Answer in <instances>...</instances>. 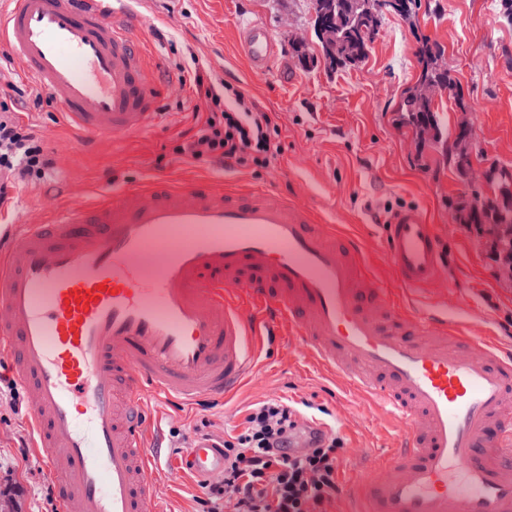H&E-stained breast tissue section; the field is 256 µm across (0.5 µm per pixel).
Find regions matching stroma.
<instances>
[{
  "label": "stroma",
  "mask_w": 512,
  "mask_h": 512,
  "mask_svg": "<svg viewBox=\"0 0 512 512\" xmlns=\"http://www.w3.org/2000/svg\"><path fill=\"white\" fill-rule=\"evenodd\" d=\"M138 10L141 40L162 89L157 115L119 138L75 133L51 95L41 105L28 103L34 85L22 78L20 61L0 48V72L12 76V97L25 100L26 123L36 126L56 159L43 180L16 189L8 210L16 223L46 221L73 201L90 203L105 190L156 177L207 179L218 191L267 187L359 236L377 281L394 288L381 221L388 211L417 207L436 226L444 270L415 301L456 309L474 334L492 329L512 336V283L496 278L480 238L450 222L448 204L466 192V182L441 151L417 156L410 130L397 122L401 93L420 71L419 42L429 39L458 84V97L436 104L441 122L452 129L468 116L475 153L512 168V25L500 19L497 0H422L411 17L383 15L366 61L335 71L303 67L292 54V38L315 42L312 0H144ZM255 21L277 42L275 57L260 72L249 71L236 53L240 32ZM194 56L208 63L213 82L238 87L264 111L278 113L283 152L268 167L223 171L175 153L182 133L195 125L194 93L179 80ZM279 398L343 437L339 456L353 464L341 479L346 488L368 484L407 429L398 416L361 403L316 371L305 346L270 340L255 374L229 401L192 411L155 402L151 415L166 433L158 495L168 512H197L195 498L203 493L177 446L206 432L223 435L251 404ZM30 435L24 413L0 400V504L11 512H55L49 500L57 492L43 462L35 451L19 453V438Z\"/></svg>",
  "instance_id": "1"
}]
</instances>
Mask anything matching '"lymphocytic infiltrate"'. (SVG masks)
<instances>
[{
	"label": "lymphocytic infiltrate",
	"mask_w": 512,
	"mask_h": 512,
	"mask_svg": "<svg viewBox=\"0 0 512 512\" xmlns=\"http://www.w3.org/2000/svg\"><path fill=\"white\" fill-rule=\"evenodd\" d=\"M205 70L196 57L182 70L205 117L176 154L227 169L267 167L282 152L279 115L263 111L237 88L206 81ZM22 105L15 98L0 100V207L20 184L43 179L55 165L34 127L20 122ZM212 445L224 455V479L209 484L207 512H331L342 494V438L301 422L288 400L250 405L239 431Z\"/></svg>",
	"instance_id": "1"
}]
</instances>
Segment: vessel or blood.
Masks as SVG:
<instances>
[{"label": "vessel or blood", "mask_w": 512, "mask_h": 512, "mask_svg": "<svg viewBox=\"0 0 512 512\" xmlns=\"http://www.w3.org/2000/svg\"><path fill=\"white\" fill-rule=\"evenodd\" d=\"M0 45L75 131L120 137L157 111L128 0H6ZM242 49L260 71L276 45L253 24ZM384 255L399 290L379 287L360 239L309 206L204 182L115 189L0 229V358L63 512H148L160 475L149 399L232 397L258 367L255 341L276 329L411 425L363 512H512V344L411 303L443 271L421 209L391 216ZM188 462L200 477L224 470L204 442Z\"/></svg>", "instance_id": "1"}]
</instances>
